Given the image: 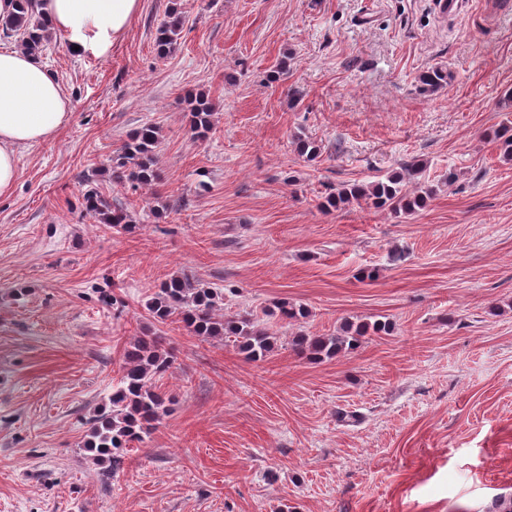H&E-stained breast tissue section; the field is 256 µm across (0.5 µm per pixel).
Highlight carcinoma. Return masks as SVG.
<instances>
[{
	"mask_svg": "<svg viewBox=\"0 0 512 512\" xmlns=\"http://www.w3.org/2000/svg\"><path fill=\"white\" fill-rule=\"evenodd\" d=\"M39 0H15L12 11L0 14V37H20V48L40 55L53 34L39 11ZM183 23L177 10L157 29L155 49L158 57L172 54L182 39ZM448 73L434 67L419 77V90H436L447 83ZM214 105L204 94L194 97L188 113L190 130L204 139L213 130ZM159 132L154 126L135 130L113 159L112 174L128 185L132 192L159 179L155 168L154 148ZM494 142L506 161L512 160V129L503 127L494 133ZM426 164L419 160L407 162L399 171L374 181L347 184L328 194L326 204L337 208L352 202H372L388 207L396 214H411L423 207L436 192L434 186L422 181ZM84 211L105 227L127 231L132 217L121 206L114 205L91 187L84 193ZM224 295L202 286L188 275H173L164 281L145 303L146 309L160 322L179 315L188 330L205 339L222 340L233 336L240 340V350L250 361L264 360L274 349L273 336L259 322L236 316H221L218 304ZM394 324L389 320H345L334 334L309 336L301 333L292 337L291 350L310 361L332 359L357 349L366 336L389 335ZM176 362L172 350L164 346L161 336L137 337L127 350L118 382L112 386L109 407L93 414L83 447L93 463L107 464L117 470L123 463L124 451L134 441H140L161 423L168 413V398L159 391L155 380L170 371Z\"/></svg>",
	"mask_w": 512,
	"mask_h": 512,
	"instance_id": "carcinoma-1",
	"label": "carcinoma"
}]
</instances>
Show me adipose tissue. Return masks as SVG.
I'll use <instances>...</instances> for the list:
<instances>
[{
    "label": "adipose tissue",
    "instance_id": "ef3b65f1",
    "mask_svg": "<svg viewBox=\"0 0 512 512\" xmlns=\"http://www.w3.org/2000/svg\"><path fill=\"white\" fill-rule=\"evenodd\" d=\"M141 0H41L53 32L80 52L106 54L121 40ZM69 120L67 99L49 68L28 52H0V195L17 176V150L51 138Z\"/></svg>",
    "mask_w": 512,
    "mask_h": 512
}]
</instances>
